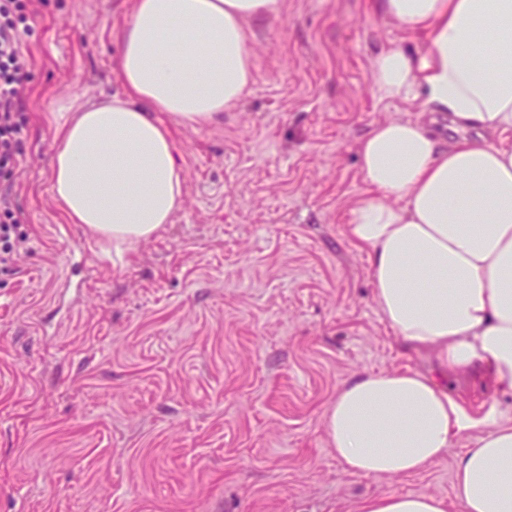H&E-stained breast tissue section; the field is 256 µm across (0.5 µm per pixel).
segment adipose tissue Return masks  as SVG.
Returning <instances> with one entry per match:
<instances>
[{"instance_id":"1","label":"adipose tissue","mask_w":512,"mask_h":512,"mask_svg":"<svg viewBox=\"0 0 512 512\" xmlns=\"http://www.w3.org/2000/svg\"><path fill=\"white\" fill-rule=\"evenodd\" d=\"M382 18L424 35L372 59L381 100L414 119L358 141L365 184L346 234L366 251L373 300L429 370L356 373L324 412L351 473L393 481L426 471L470 434L456 465L459 512H512V407L475 411L454 383L512 396V0H373ZM282 0H134L114 59L122 95L62 113L51 192L68 223L123 259L184 203L173 130L206 127L254 80L252 23ZM427 493L361 499L355 512H447Z\"/></svg>"}]
</instances>
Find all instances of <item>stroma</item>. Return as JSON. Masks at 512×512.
<instances>
[{"label":"stroma","instance_id":"stroma-1","mask_svg":"<svg viewBox=\"0 0 512 512\" xmlns=\"http://www.w3.org/2000/svg\"><path fill=\"white\" fill-rule=\"evenodd\" d=\"M132 0H27L29 218L0 274V512H350L360 498L453 504L455 438L421 474L348 472L323 414L359 372L427 368L400 351L345 225L365 185L357 142L404 104L371 90L383 47L422 50L370 0H283L250 27L237 108L180 127L184 204L122 262L66 223L50 192V115L121 93Z\"/></svg>","mask_w":512,"mask_h":512}]
</instances>
